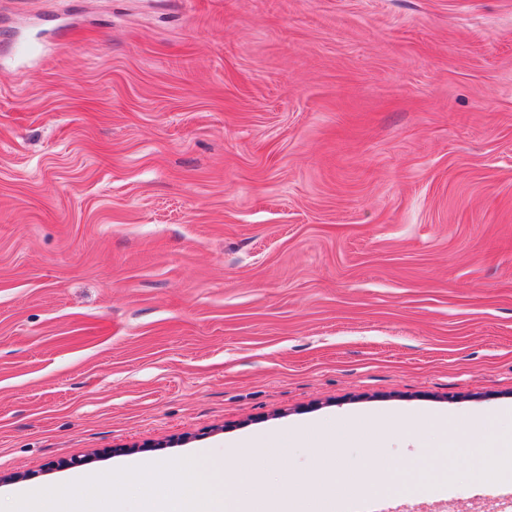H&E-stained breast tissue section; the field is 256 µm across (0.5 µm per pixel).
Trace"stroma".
<instances>
[{"mask_svg":"<svg viewBox=\"0 0 512 512\" xmlns=\"http://www.w3.org/2000/svg\"><path fill=\"white\" fill-rule=\"evenodd\" d=\"M459 418L512 440V0H0V512H512ZM143 467L152 469L156 474H160L162 476H168L173 474L182 475L186 480L204 484L208 480V475L203 470L197 469H186V466L182 465H166V464H144Z\"/></svg>","mask_w":512,"mask_h":512,"instance_id":"1","label":"stroma"}]
</instances>
